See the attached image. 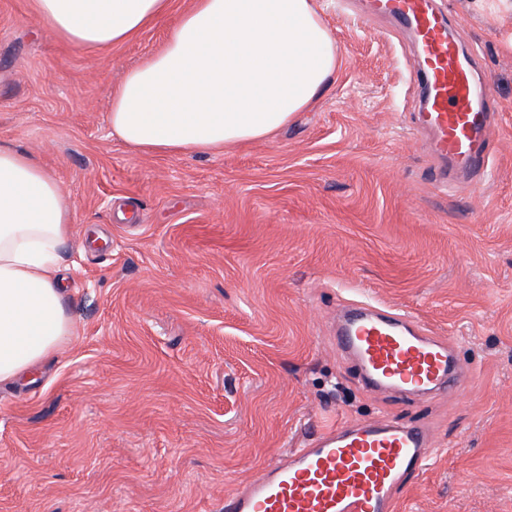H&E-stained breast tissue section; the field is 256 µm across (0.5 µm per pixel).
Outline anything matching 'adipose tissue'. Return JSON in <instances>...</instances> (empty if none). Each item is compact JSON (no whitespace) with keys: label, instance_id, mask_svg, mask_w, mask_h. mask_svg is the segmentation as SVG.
<instances>
[{"label":"adipose tissue","instance_id":"ef3b65f1","mask_svg":"<svg viewBox=\"0 0 512 512\" xmlns=\"http://www.w3.org/2000/svg\"><path fill=\"white\" fill-rule=\"evenodd\" d=\"M169 9L170 0H35L54 35L84 49L128 41ZM338 67L316 0H194L163 47L126 74L108 120L129 147L164 155L250 143L310 108ZM72 229L53 176L0 146V382L74 332L59 252Z\"/></svg>","mask_w":512,"mask_h":512}]
</instances>
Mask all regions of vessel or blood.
Here are the masks:
<instances>
[{
  "label": "vessel or blood",
  "mask_w": 512,
  "mask_h": 512,
  "mask_svg": "<svg viewBox=\"0 0 512 512\" xmlns=\"http://www.w3.org/2000/svg\"><path fill=\"white\" fill-rule=\"evenodd\" d=\"M372 12L414 35L415 67L426 95L417 126L431 135L433 153L447 160L452 174L487 173L492 81L476 77L471 59L449 39L448 18L432 0H375ZM336 344L357 360L375 389L429 395L463 394L471 387L472 374L456 367L447 343L415 328L403 313L351 305ZM431 455L420 428L332 427L225 498L224 512H395L396 489L420 475Z\"/></svg>",
  "instance_id": "b4317fda"
}]
</instances>
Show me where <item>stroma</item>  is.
I'll list each match as a JSON object with an SVG mask.
<instances>
[{
	"mask_svg": "<svg viewBox=\"0 0 512 512\" xmlns=\"http://www.w3.org/2000/svg\"><path fill=\"white\" fill-rule=\"evenodd\" d=\"M0 0V144L74 210L60 247L74 334L0 384V512H221L329 426L424 427L439 454L397 512H512V12L436 0L492 78L488 179L441 192L414 127L412 36L319 0L340 58L268 139L148 153L114 138L112 92L192 0L100 50ZM362 298L458 343L467 395L367 389L335 341Z\"/></svg>",
	"mask_w": 512,
	"mask_h": 512,
	"instance_id": "stroma-1",
	"label": "stroma"
}]
</instances>
